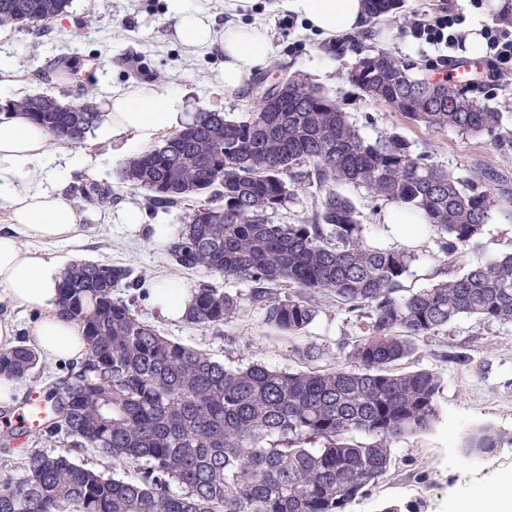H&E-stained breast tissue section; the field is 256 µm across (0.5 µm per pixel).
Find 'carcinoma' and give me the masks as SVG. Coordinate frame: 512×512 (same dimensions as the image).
Segmentation results:
<instances>
[{"label": "carcinoma", "instance_id": "1", "mask_svg": "<svg viewBox=\"0 0 512 512\" xmlns=\"http://www.w3.org/2000/svg\"><path fill=\"white\" fill-rule=\"evenodd\" d=\"M70 2L0 0V24L44 23ZM401 2L367 0L369 17ZM348 78L431 129L490 134L504 120L467 86L418 78L385 52L359 58ZM93 96L89 86L69 103L29 94L0 103V119L27 112L53 141L78 147L101 121ZM122 179L155 208L205 198L168 243V258L249 282L271 326L300 337L318 315L319 298L330 297L350 313L367 311L368 333L341 345L344 362L332 368H227L158 335L112 296L139 287L130 269L76 260L66 269L57 315L83 327L87 354L47 391L53 413L42 434L63 431L135 479L106 478L66 451H34L21 476L0 478V512H347L385 477L393 443L438 419L439 373L394 370L415 342L461 317L512 323V253L454 272L457 250L475 243L505 196L481 177L413 155L398 136L367 140L334 100L296 76L241 119L195 113L163 146L131 157ZM311 179L322 191L311 216L300 224L271 221ZM340 183L421 213L438 236L448 278L404 288L413 251L369 244L354 204L336 192ZM111 197L94 179L81 188L86 202ZM273 283L292 292L271 301ZM241 307L238 296L203 282L185 321L218 329ZM38 363L25 343L0 351V375L17 381ZM506 442L512 436L487 423L468 433L463 448L482 456Z\"/></svg>", "mask_w": 512, "mask_h": 512}]
</instances>
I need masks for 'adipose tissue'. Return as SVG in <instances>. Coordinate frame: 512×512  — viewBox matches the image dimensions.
Returning a JSON list of instances; mask_svg holds the SVG:
<instances>
[{"instance_id":"ef3b65f1","label":"adipose tissue","mask_w":512,"mask_h":512,"mask_svg":"<svg viewBox=\"0 0 512 512\" xmlns=\"http://www.w3.org/2000/svg\"><path fill=\"white\" fill-rule=\"evenodd\" d=\"M211 2L167 0V16L186 54L220 50L212 81L232 92L266 66L272 40L261 24L217 28ZM283 7L323 39L352 34L368 19L366 0H284ZM104 110L100 138L111 142L116 158L145 152L190 120L182 96L149 83L112 88ZM50 141L48 131L25 113L0 122V303L38 312L30 334L41 355L78 362L87 352L83 329L55 316L64 270L47 247L80 240L81 214L66 192L79 164L59 163ZM149 296L155 309L174 320L184 318L191 299L184 282L169 274L152 281ZM448 512H512V478L500 489H477L452 500Z\"/></svg>"}]
</instances>
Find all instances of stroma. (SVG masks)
Returning a JSON list of instances; mask_svg holds the SVG:
<instances>
[{
  "label": "stroma",
  "instance_id": "1",
  "mask_svg": "<svg viewBox=\"0 0 512 512\" xmlns=\"http://www.w3.org/2000/svg\"><path fill=\"white\" fill-rule=\"evenodd\" d=\"M225 0H213L217 22L229 20L258 22L269 27L277 52L270 66L258 79L273 80L295 75L321 88L356 124L369 140L396 134L407 140L414 154L455 174L467 176L490 172L496 177L494 189L512 194V76L478 85L474 94L508 118L496 134L472 136L455 130H435L414 124L383 102L365 96L347 80L355 60L376 51L390 53L408 65L412 73L435 82L446 81L447 69H432L437 48L415 40L410 24L415 17L445 7L447 0H403L400 9L381 16L363 29L332 41L320 39L282 8V0H248L228 10ZM63 23L48 22L46 29L0 28V57L14 60L26 75L19 95L47 93L76 96L83 85L93 86L105 96L114 86L130 81L156 83L182 93L191 111H217L238 119L250 110L257 81L238 92L224 94L209 84L215 66L213 56L186 55L170 32L165 0H72ZM76 57L77 75L55 72L39 78L37 72L57 57ZM58 153L83 152L86 166L75 173L73 185L92 178L111 187L113 199L128 196L143 200L142 191L125 187L119 179L120 163L111 158L112 149L101 143L98 134L88 136L81 147L58 145ZM338 193L355 205L369 243L397 245L388 225L379 221L381 204L366 191L349 184ZM84 216L82 241L60 243L51 252L63 263L88 260L130 268L145 280L168 272L188 287L208 282L241 297L244 305L220 329L189 327L184 320H170L159 314L147 299L146 288H118L114 297L130 302L139 319L160 335L209 355L228 367L260 363L274 369L327 368L337 363L339 343L365 335L366 319L348 313L333 300L321 303L319 316L303 338L290 339L267 325L263 306L250 302L251 288L243 280L186 269L171 263L150 234L126 240L116 225L102 219L105 206L79 203ZM416 260L404 280L408 289L426 287L439 278V245L433 233L426 232L405 240ZM512 251V205L497 208L484 227L477 245L456 254L455 268L467 267ZM317 347L321 356L310 361L301 351ZM454 350L467 355L464 363L446 362L441 354ZM406 369H432L444 380L438 397L439 419L426 432L401 439L393 445V458L387 475L348 512H378L385 501L415 507L416 512H448L454 498L477 487H494L512 474V444L484 456L465 453L462 442L468 431L490 423L512 431V324L488 323L461 318L439 334L419 340L414 353L403 360ZM71 361L42 359L36 371L19 383V395L8 406L0 404V431L34 399L42 397L71 369ZM69 451L85 467L117 478H130V471L113 469L110 458L93 448L75 445L72 438L29 432L22 444L0 446V476L21 475L30 452Z\"/></svg>",
  "mask_w": 512,
  "mask_h": 512
}]
</instances>
